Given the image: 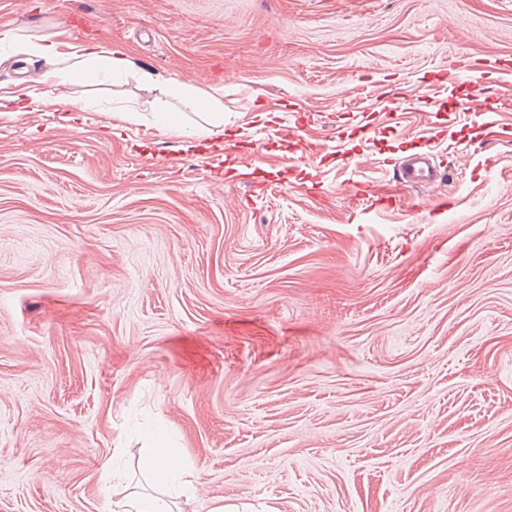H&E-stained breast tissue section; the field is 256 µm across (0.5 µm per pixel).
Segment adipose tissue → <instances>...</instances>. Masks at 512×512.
Returning <instances> with one entry per match:
<instances>
[{
	"instance_id": "obj_1",
	"label": "adipose tissue",
	"mask_w": 512,
	"mask_h": 512,
	"mask_svg": "<svg viewBox=\"0 0 512 512\" xmlns=\"http://www.w3.org/2000/svg\"><path fill=\"white\" fill-rule=\"evenodd\" d=\"M2 43L9 44L15 53L51 62L52 68L40 77L41 92H31L24 97L0 94V117L26 112L31 106L47 103L60 112L81 111L83 103L56 94L55 89L60 83L88 82L102 72L115 78L134 72L145 87H162L176 94L185 110H192L201 118L199 124L190 127L185 123L183 112L168 109L155 112L152 127L157 136L203 139L224 131L223 88L204 90L188 82L163 77L149 69H135L126 50L107 43L74 44L56 35L34 41L23 40L8 30L0 31ZM141 467L153 483L167 492L182 494L189 488L179 455L164 446L162 435L153 437L151 447L141 459Z\"/></svg>"
}]
</instances>
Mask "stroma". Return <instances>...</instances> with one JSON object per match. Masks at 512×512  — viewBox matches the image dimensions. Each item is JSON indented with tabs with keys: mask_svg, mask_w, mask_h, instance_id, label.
Here are the masks:
<instances>
[{
	"mask_svg": "<svg viewBox=\"0 0 512 512\" xmlns=\"http://www.w3.org/2000/svg\"><path fill=\"white\" fill-rule=\"evenodd\" d=\"M136 75L0 117V512H113L164 431L194 512H512V0H0ZM500 60L493 132L471 55ZM46 61L0 47V94ZM138 113L113 123L112 109ZM443 176L372 201L408 155ZM139 81L147 88L163 87L177 95L181 103L198 114L204 123L187 128L184 112L159 110L154 112L152 128L159 137L183 136L193 139L221 134L224 137V89L223 87L204 90L195 85L164 78L152 70L140 68ZM470 104L473 109L482 112H499L501 98L487 91V88L480 80L472 82V97Z\"/></svg>",
	"mask_w": 512,
	"mask_h": 512,
	"instance_id": "1",
	"label": "stroma"
}]
</instances>
